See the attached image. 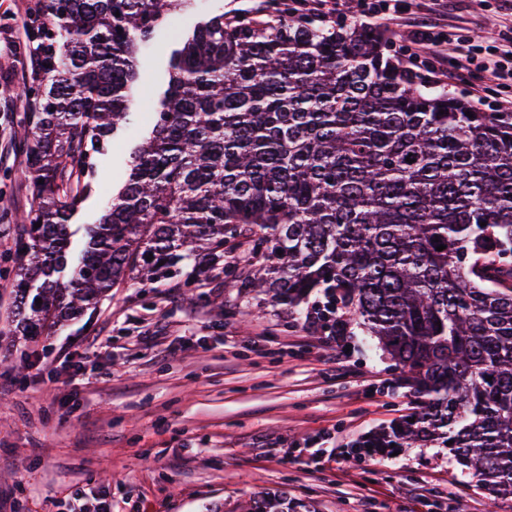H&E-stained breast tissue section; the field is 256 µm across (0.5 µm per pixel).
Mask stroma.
Here are the masks:
<instances>
[{
  "label": "stroma",
  "mask_w": 512,
  "mask_h": 512,
  "mask_svg": "<svg viewBox=\"0 0 512 512\" xmlns=\"http://www.w3.org/2000/svg\"><path fill=\"white\" fill-rule=\"evenodd\" d=\"M263 0H195L175 26L256 11ZM381 24L402 66L414 18L443 13L465 41L512 26L495 0H407ZM28 0H0V498L15 512H69L72 496H107L112 512H243L249 500L288 499L289 512H512L491 501L447 449L383 450L357 441L413 410L406 374L349 310L330 359L301 315L270 295L229 287L219 272L193 285L179 275L112 288L94 310L30 342L6 334L18 264L14 243L29 209L23 144L31 135L17 96L31 59ZM158 27L140 54L139 91L168 87L176 44ZM134 108L101 155L70 220L69 264L128 178L149 130Z\"/></svg>",
  "instance_id": "1"
}]
</instances>
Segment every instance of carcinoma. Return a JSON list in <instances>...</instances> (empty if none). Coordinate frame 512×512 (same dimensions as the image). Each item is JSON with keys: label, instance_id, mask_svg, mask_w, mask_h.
<instances>
[{"label": "carcinoma", "instance_id": "cac0c4a2", "mask_svg": "<svg viewBox=\"0 0 512 512\" xmlns=\"http://www.w3.org/2000/svg\"><path fill=\"white\" fill-rule=\"evenodd\" d=\"M191 3L30 8L14 332L52 336L115 286L199 255L216 268L228 241L246 243L257 262L227 271L234 287L297 314L323 289L408 374L416 410L360 447L446 446L512 498V113L420 88L371 28L326 29L266 0L264 20L220 13L173 32L127 183L60 280L85 179L136 105L139 48Z\"/></svg>", "mask_w": 512, "mask_h": 512}]
</instances>
